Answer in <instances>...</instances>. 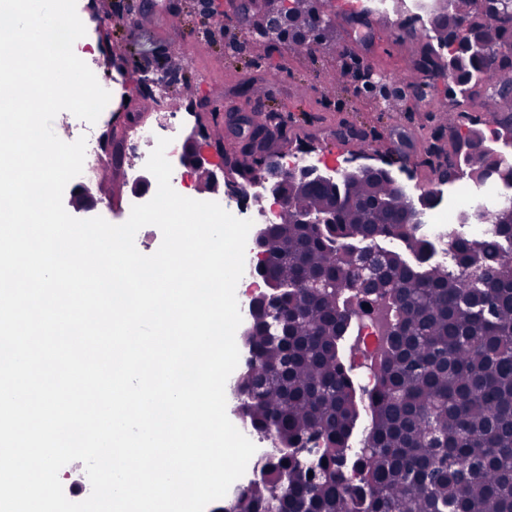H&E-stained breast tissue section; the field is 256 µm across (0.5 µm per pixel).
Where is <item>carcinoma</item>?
<instances>
[{"mask_svg": "<svg viewBox=\"0 0 512 512\" xmlns=\"http://www.w3.org/2000/svg\"><path fill=\"white\" fill-rule=\"evenodd\" d=\"M431 24L417 32L420 73L453 65L450 112L464 111L483 88L492 120L512 129V65L497 48L512 39V0L499 20H481L484 0H434ZM302 53L322 28L304 0L287 11ZM481 41L490 52L470 58ZM448 49V55L440 53ZM245 149L267 152L270 132L250 119ZM462 138L448 161L465 163L450 183L477 175L479 187L512 178L482 147ZM291 205L313 213L336 207L334 224H270L262 230L261 276L286 282L275 299L288 319L274 323L268 299L252 305L243 337L251 362L235 392L238 411L282 445L258 461L260 481L240 493L237 512H512V199L475 208L487 224L448 225L450 262L430 263L435 247L416 210L383 168H358L334 186L288 184ZM379 248L384 266L365 294L389 300L392 329L376 389L365 395L346 350L355 314L358 251ZM318 453L298 454V448ZM292 475L281 483L284 473ZM313 476H308V473Z\"/></svg>", "mask_w": 512, "mask_h": 512, "instance_id": "carcinoma-1", "label": "carcinoma"}]
</instances>
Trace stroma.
<instances>
[{
  "label": "stroma",
  "mask_w": 512,
  "mask_h": 512,
  "mask_svg": "<svg viewBox=\"0 0 512 512\" xmlns=\"http://www.w3.org/2000/svg\"><path fill=\"white\" fill-rule=\"evenodd\" d=\"M140 0H77L87 43L79 57L99 83L112 89L108 111L96 121L93 135L106 145L108 133L130 138L135 127H157L171 111H194L207 134L223 128L232 156L248 143L236 134L234 115H248L255 101L277 115L270 150L273 153L316 152L327 158L347 155L355 166H382L392 159L393 175L409 185L428 187L437 167L447 160L450 140L441 109L448 102L446 78L426 81L422 97L406 95L382 108L372 93L356 89L344 62L372 67L390 86H400L402 66L415 58L419 46L412 34L396 35L390 21L373 13L367 25L352 22L351 0H311L334 25L311 53L294 55L289 40H251L246 28L262 20L260 11L241 16L233 0H210L201 11L197 0H161L148 9ZM138 5L135 24L121 18L126 4ZM367 32L359 40L358 32ZM123 56V69L113 68V55ZM177 71L166 94H138L142 66ZM138 114L130 122V114ZM92 201L75 206L81 187ZM156 182H134L129 168L102 161L95 174L81 173L66 186L63 204L78 219L102 217L120 224L130 214L134 194L155 195Z\"/></svg>",
  "instance_id": "1"
}]
</instances>
